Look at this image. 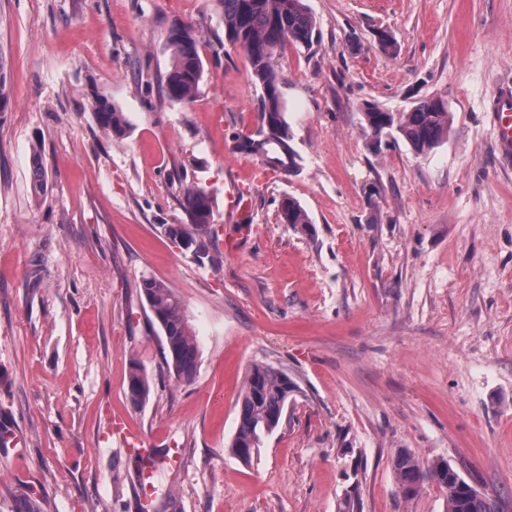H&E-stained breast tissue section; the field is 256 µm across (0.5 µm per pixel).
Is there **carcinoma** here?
<instances>
[{
  "instance_id": "carcinoma-1",
  "label": "carcinoma",
  "mask_w": 512,
  "mask_h": 512,
  "mask_svg": "<svg viewBox=\"0 0 512 512\" xmlns=\"http://www.w3.org/2000/svg\"><path fill=\"white\" fill-rule=\"evenodd\" d=\"M223 10L224 40L243 50L253 82L260 86L259 126L251 135L240 139L241 150L264 157L269 170L285 175L296 172L297 153L286 120V105L281 96V77L273 68L272 56L278 49L292 45L311 51L316 38V24L306 0H214ZM170 51L169 69L161 77V86L173 102H190L203 77L204 64L199 53V35L191 27L174 26L167 37ZM96 117L101 128L120 135L128 127L124 113L111 103L95 101ZM368 135L405 140L416 154H428L448 136L450 112L448 102L430 97L416 103L408 112H392L373 103L363 106ZM47 171L41 156L32 158V192L40 197L47 189ZM214 196L208 186L194 182L185 189L183 224H163L165 236L182 246L186 241L197 244L196 257L208 254L218 245L219 233L214 223ZM279 220L283 224L304 228L310 224L305 209L292 197L282 199ZM140 293L163 331L164 360L177 382L191 383L197 373L199 350L182 302L175 291L162 281L145 278ZM297 385L284 371L264 362L251 364L244 376L239 399L238 426L229 445L230 454L242 463L252 462L267 438L279 426L283 413L294 401ZM129 399L140 405L150 396L149 379L140 364L132 363L128 382ZM396 485L405 498L419 493L424 484H438L446 498V512H499L491 496L465 481L446 460L423 463L406 448L396 451L393 460ZM11 512H43L42 502L29 487L18 491Z\"/></svg>"
}]
</instances>
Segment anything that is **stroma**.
I'll return each mask as SVG.
<instances>
[{"label": "stroma", "instance_id": "stroma-1", "mask_svg": "<svg viewBox=\"0 0 512 512\" xmlns=\"http://www.w3.org/2000/svg\"><path fill=\"white\" fill-rule=\"evenodd\" d=\"M307 5L313 50L274 60L299 161L284 176L238 148L261 91L214 0H0V423L19 439L0 448V512L25 485L44 512H141L149 494L117 419L178 451L159 491L179 512H445L436 483L399 494L401 448L448 460L512 512V161L494 126L512 0ZM175 24L200 36L189 103L158 84ZM432 96L453 117L437 149L371 145L364 103L406 112ZM98 98L124 113V136L98 125ZM193 180L214 192L224 244L200 260L162 233L185 222ZM239 183L242 215L226 210ZM288 196L308 229L280 223ZM145 277L183 302L191 384L163 361ZM133 360L151 385L141 406L126 395ZM259 361L299 392L245 465L228 446Z\"/></svg>", "mask_w": 512, "mask_h": 512}]
</instances>
